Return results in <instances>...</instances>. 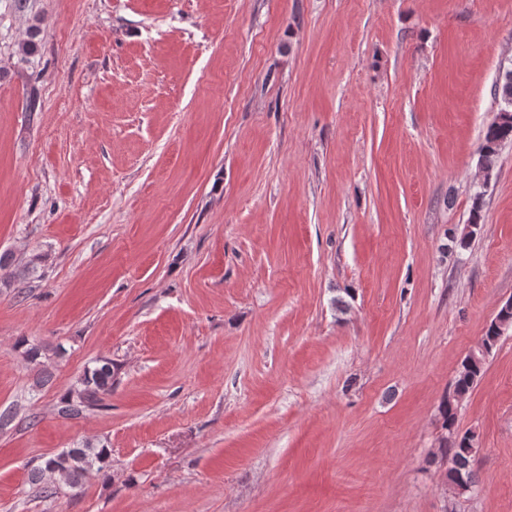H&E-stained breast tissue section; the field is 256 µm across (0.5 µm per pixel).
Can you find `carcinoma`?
Instances as JSON below:
<instances>
[{
    "label": "carcinoma",
    "mask_w": 512,
    "mask_h": 512,
    "mask_svg": "<svg viewBox=\"0 0 512 512\" xmlns=\"http://www.w3.org/2000/svg\"><path fill=\"white\" fill-rule=\"evenodd\" d=\"M494 95L499 101V109L494 119L487 125L479 146V164L482 171L490 173L495 167L502 146L512 142V69L502 72L495 84ZM483 193L477 192L467 232L460 242L473 235L480 224ZM501 338L499 327L492 323L482 336L481 349L468 354L462 361L452 384V392L446 394L439 405L441 428L444 435L440 439V461L448 463L447 478L452 492L460 488L478 490L477 475L473 462L479 452L474 432L461 433L456 428L457 408L480 378L492 350ZM116 365L109 358L96 361V366L80 378V387L63 400L59 413L64 416H78L87 409L100 405L103 396L112 391ZM110 450L103 444L86 441L76 448H67L55 455L42 459L33 469L30 481L39 484L44 477L52 474L59 478L63 487L74 491L82 486L85 475L94 468H102L107 462Z\"/></svg>",
    "instance_id": "cac0c4a2"
}]
</instances>
